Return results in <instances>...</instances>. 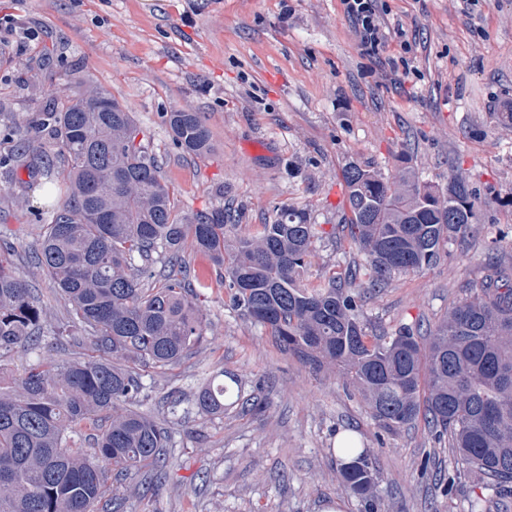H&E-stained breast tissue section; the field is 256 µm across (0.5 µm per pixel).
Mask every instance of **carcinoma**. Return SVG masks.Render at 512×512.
<instances>
[{
    "instance_id": "1",
    "label": "carcinoma",
    "mask_w": 512,
    "mask_h": 512,
    "mask_svg": "<svg viewBox=\"0 0 512 512\" xmlns=\"http://www.w3.org/2000/svg\"><path fill=\"white\" fill-rule=\"evenodd\" d=\"M174 144L201 157L211 148L200 113H163ZM43 146L40 151L31 143ZM0 168H20L63 195L38 214V246L28 263L67 304L50 328L58 339L86 332L87 357L44 352L46 314L24 277L0 255V512H120L109 479L149 472L142 495L166 478L168 431L134 406L145 397L139 366L166 369L202 340L206 316L192 301L186 253L208 257L222 272L229 306L268 327L279 346L316 367L342 371L389 430L424 417L448 435L469 465L512 493V277L489 279L456 304L429 341L409 331L371 336L357 270L313 283L305 273L317 238L304 209L285 207L270 224L244 234L224 210L180 214L150 140L127 107L91 89L59 90L25 125ZM349 239L367 257V287L438 260L475 218V197L454 175L440 188L409 169L385 177L350 162L343 170ZM161 264L166 273L156 275ZM19 352L38 360L19 377L7 366ZM203 389V413L264 405L244 395L238 376ZM108 424L81 448L86 427ZM340 467L345 488L377 512L376 476L364 449Z\"/></svg>"
}]
</instances>
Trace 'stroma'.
<instances>
[{"instance_id": "obj_1", "label": "stroma", "mask_w": 512, "mask_h": 512, "mask_svg": "<svg viewBox=\"0 0 512 512\" xmlns=\"http://www.w3.org/2000/svg\"><path fill=\"white\" fill-rule=\"evenodd\" d=\"M379 9L395 35L369 54L341 0H0V128L30 118L62 85L103 90L150 133L182 213L224 207L244 225L305 209L320 230L313 280L367 264L342 232L348 162L388 177L410 167L439 186L463 175L475 233L446 244L433 266L392 275L363 307L370 333L424 337L495 269L512 272V128L496 119L512 105V0H379ZM174 109L201 114L208 155L173 145L162 115ZM34 225L0 174V236L58 319L65 302L26 263ZM189 261L206 277L195 297L205 339L166 372L141 370L140 409L168 430V471L144 498L139 476L116 483L123 512H363L339 479L344 433L372 461L378 512H471L476 501L512 512V494L469 471L424 420L378 427L339 370L280 350L268 328L228 306L205 257ZM222 368L266 410L202 413L194 396Z\"/></svg>"}]
</instances>
